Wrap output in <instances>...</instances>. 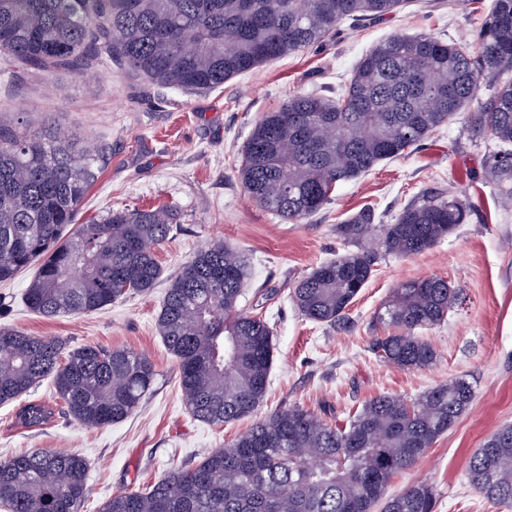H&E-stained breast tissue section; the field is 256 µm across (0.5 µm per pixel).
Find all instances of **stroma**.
<instances>
[{
	"mask_svg": "<svg viewBox=\"0 0 512 512\" xmlns=\"http://www.w3.org/2000/svg\"><path fill=\"white\" fill-rule=\"evenodd\" d=\"M493 0H406L379 19L343 21L320 47L288 55L210 91L182 92L150 84L124 68L54 74L15 70L0 77V123L29 134L59 124L93 142L101 156L78 223L116 208L162 207L178 225L157 250L162 278L148 292L103 310L46 318L23 294L34 269L0 285V325L55 337L66 349L84 345L127 348L146 355L157 373L150 394L129 418L86 428L58 413L40 428L15 426L16 404L0 405V458L32 449H64L88 464L90 495L81 512H99L113 494L159 480L171 467L196 463L247 431L254 419L300 405L343 423L364 401L389 393L404 398L455 377L476 395L457 423L411 468L393 476L389 494L425 481L435 512H512L470 483V457L483 441L512 425V209L500 208L499 186L487 177L498 143L458 115L414 153L386 160L337 185L332 200L299 223L282 221L254 204L238 178L240 153L264 113L290 95L342 94L366 50L396 34H429L470 45ZM454 191L472 213L466 224L424 253L379 255L374 271L348 309L346 327L307 320L290 295L320 263L348 252L334 227L366 206L392 223L415 196ZM221 241L250 263L247 312H262L274 329L276 359L265 403L254 417L216 427L185 410L176 360L156 330L166 279L200 247ZM441 277L460 299L439 325L421 330L435 362L403 370L369 350L382 330L375 316L403 282Z\"/></svg>",
	"mask_w": 512,
	"mask_h": 512,
	"instance_id": "35a3bbf8",
	"label": "stroma"
}]
</instances>
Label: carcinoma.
<instances>
[{"instance_id": "1", "label": "carcinoma", "mask_w": 512, "mask_h": 512, "mask_svg": "<svg viewBox=\"0 0 512 512\" xmlns=\"http://www.w3.org/2000/svg\"><path fill=\"white\" fill-rule=\"evenodd\" d=\"M405 0H0V55L26 70L79 74L117 62L169 88L210 90L284 55L320 45L346 19L381 17ZM512 0H493L474 48L429 35H393L357 63L339 97L296 93L265 113L241 149L239 178L250 198L290 223L330 201L336 185L380 162L406 156L468 103L490 91L472 126L503 149L487 176L507 186L512 205ZM96 147L49 128L32 136L0 125V282L38 265L28 307L45 317L91 313L144 293L161 269L157 249L176 229L166 209L110 210L77 223L94 177ZM455 194L423 195L393 224L365 207L336 225L356 251L313 269L292 300L316 323L335 326L372 276L380 232L384 252L413 257L467 223ZM245 255L222 242L197 250L173 277L157 315L162 342L178 363L187 412L214 426L263 404L274 361L263 314L239 309ZM456 299L443 278L393 289L376 321L387 331L372 353L403 369L432 364L418 331L439 324ZM151 360L125 348L87 345L65 352L50 337L0 326V404L49 379L61 411L102 427L131 416L152 389ZM475 399L463 377L413 398L379 394L337 427L299 405L273 411L192 466H176L145 488L112 496L100 512H434L433 488L389 496L398 472L418 462ZM56 406L17 412L25 427L47 424ZM469 479L488 499L512 504V426L487 437ZM89 494L84 458L32 450L0 460L6 512H80Z\"/></svg>"}]
</instances>
